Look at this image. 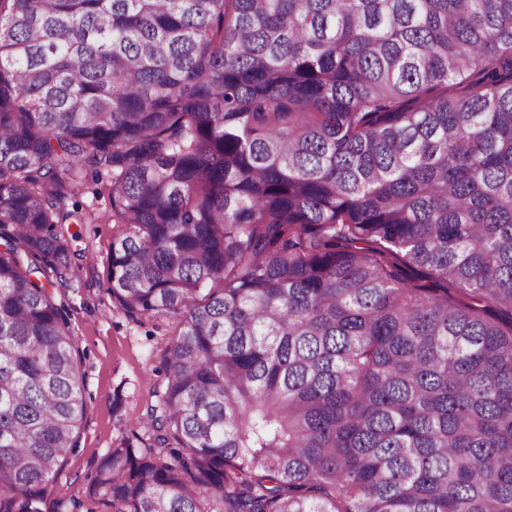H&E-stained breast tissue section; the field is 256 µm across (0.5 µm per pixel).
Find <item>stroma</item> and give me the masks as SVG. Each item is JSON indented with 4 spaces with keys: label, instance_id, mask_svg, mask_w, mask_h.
Instances as JSON below:
<instances>
[{
    "label": "stroma",
    "instance_id": "1",
    "mask_svg": "<svg viewBox=\"0 0 512 512\" xmlns=\"http://www.w3.org/2000/svg\"><path fill=\"white\" fill-rule=\"evenodd\" d=\"M110 177L106 170L82 174L78 199L91 208L95 220L80 225L81 237L73 245L80 255L78 278L57 288L84 353L87 408L79 446L48 485L41 512H55L58 502L82 496L98 460L124 440L133 437L138 446L151 445L146 405L163 348L176 330L171 318L131 320L106 291L110 247L122 230L112 221ZM117 395L122 402L116 407L112 399Z\"/></svg>",
    "mask_w": 512,
    "mask_h": 512
}]
</instances>
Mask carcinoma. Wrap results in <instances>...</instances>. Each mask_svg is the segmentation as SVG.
<instances>
[{
    "label": "carcinoma",
    "mask_w": 512,
    "mask_h": 512,
    "mask_svg": "<svg viewBox=\"0 0 512 512\" xmlns=\"http://www.w3.org/2000/svg\"><path fill=\"white\" fill-rule=\"evenodd\" d=\"M85 167L178 324L86 512H512V0H0V512L78 447Z\"/></svg>",
    "instance_id": "cac0c4a2"
}]
</instances>
